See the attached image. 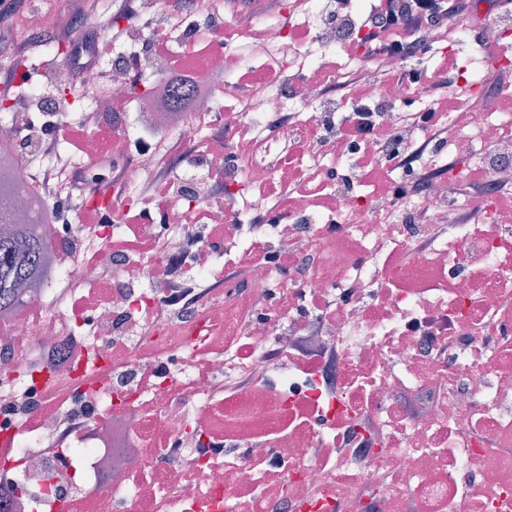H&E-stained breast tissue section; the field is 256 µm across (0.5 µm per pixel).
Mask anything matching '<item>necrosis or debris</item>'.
I'll list each match as a JSON object with an SVG mask.
<instances>
[{
	"label": "necrosis or debris",
	"instance_id": "1",
	"mask_svg": "<svg viewBox=\"0 0 512 512\" xmlns=\"http://www.w3.org/2000/svg\"><path fill=\"white\" fill-rule=\"evenodd\" d=\"M141 2L119 52L138 62L113 65L95 100L103 116L128 105L112 160L79 165L111 179L112 220L40 221L51 279L0 312L7 512H512V113L448 116L430 142L414 117L433 99L388 79L405 60L366 42L371 0H276L273 14L249 0L245 20L224 0L207 17L193 0ZM164 28L200 88L166 124L146 97L170 60L143 50ZM368 65L384 80L351 86ZM499 77L512 60L471 48L450 95ZM360 101L426 143L439 174L422 195L366 173L370 138L350 154L336 119ZM172 143L237 209L201 182L144 196L143 166ZM477 170L488 191L449 203ZM14 176L1 235L40 203L30 173ZM473 209L478 223L457 221ZM212 224L223 236L201 235Z\"/></svg>",
	"mask_w": 512,
	"mask_h": 512
}]
</instances>
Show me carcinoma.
I'll return each instance as SVG.
<instances>
[{
  "instance_id": "carcinoma-1",
  "label": "carcinoma",
  "mask_w": 512,
  "mask_h": 512,
  "mask_svg": "<svg viewBox=\"0 0 512 512\" xmlns=\"http://www.w3.org/2000/svg\"><path fill=\"white\" fill-rule=\"evenodd\" d=\"M196 94L190 84H174L167 97L170 112H179ZM48 243L33 230L0 235V310L20 301L23 288L49 275Z\"/></svg>"
}]
</instances>
